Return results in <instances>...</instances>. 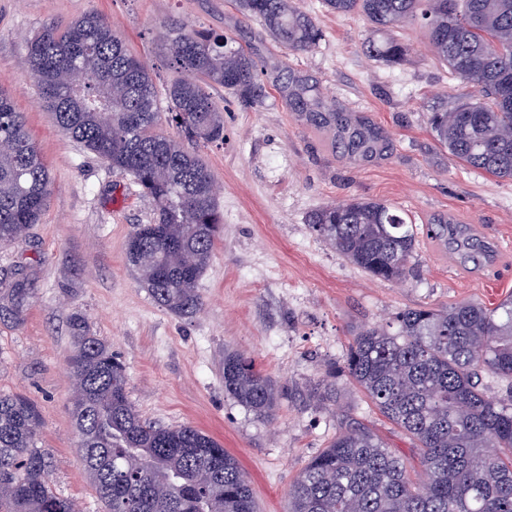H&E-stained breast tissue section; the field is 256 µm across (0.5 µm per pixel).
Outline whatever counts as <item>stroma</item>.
<instances>
[{
	"label": "stroma",
	"instance_id": "1",
	"mask_svg": "<svg viewBox=\"0 0 512 512\" xmlns=\"http://www.w3.org/2000/svg\"><path fill=\"white\" fill-rule=\"evenodd\" d=\"M322 31L310 52L282 47L234 0H0V89L24 112L52 174L49 206L25 240L0 248V282L22 278V319L0 312V393L33 402L39 447L52 457L55 492L80 512H104L76 449L67 359L69 317L125 362L137 412L161 425L192 424L220 440L249 474L260 512H286L288 489L305 462L335 435L341 416L410 454L412 444L346 376L333 405L309 396L327 365L342 364L361 328L403 309L462 300L495 306L512 295V179L459 163L440 149L427 123L433 105L464 91L433 55L423 29L397 31L407 52L395 63L362 50L368 23L327 12L322 0H295ZM96 11L153 74L158 95L177 73L159 41L175 18L253 51L255 91L211 94L224 111V137L194 143L219 188L224 218L198 288L203 309L179 316L157 306L125 259L135 225L154 216L132 176L65 137L28 75L26 38L53 20ZM312 85L327 106L379 128L383 148L361 159L298 116L280 91L285 72ZM354 199L405 210L417 227L413 272L403 282L373 278L315 233V210ZM449 216L490 254L466 260L462 248L427 227ZM251 356L279 398L263 419L224 389V355Z\"/></svg>",
	"mask_w": 512,
	"mask_h": 512
}]
</instances>
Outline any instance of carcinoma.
<instances>
[{
    "instance_id": "1",
    "label": "carcinoma",
    "mask_w": 512,
    "mask_h": 512,
    "mask_svg": "<svg viewBox=\"0 0 512 512\" xmlns=\"http://www.w3.org/2000/svg\"><path fill=\"white\" fill-rule=\"evenodd\" d=\"M291 52H308L322 32L294 0H236ZM338 14L369 24L364 53L396 62L405 48L393 32L415 22L433 54L471 93L432 107L430 130L462 164L512 179V0H324ZM160 40L180 73L168 87V122L190 142L223 139L222 110L206 88L241 95L255 87L258 65L233 40L160 25ZM29 75L61 131L112 168L134 177L155 206L128 242V264L153 301L190 316L203 307L197 284L209 265L223 218L209 194L214 177L184 142L162 131L149 68L95 12L43 25L26 41ZM282 90L294 109L328 128L348 153L377 152L380 134L326 112L314 88L292 74ZM51 172L26 131L24 114L0 90V247L12 246L48 208ZM309 224L368 275L400 281L412 273L416 229L398 208L353 200L314 212ZM27 296L19 280L5 308L17 315ZM71 415L81 461L105 512H257L238 459L191 424L141 419L128 397L125 364L70 316ZM346 373L379 412L412 442L420 473L370 430L342 421L288 490V512H512V397L496 399L481 374L512 380V296L496 307L460 301L442 309L408 308L362 329L343 359ZM224 390L261 418L278 399L255 360L224 355ZM311 394L336 401V367ZM41 421L20 395L0 394V512H76L50 484L51 457L38 447Z\"/></svg>"
}]
</instances>
